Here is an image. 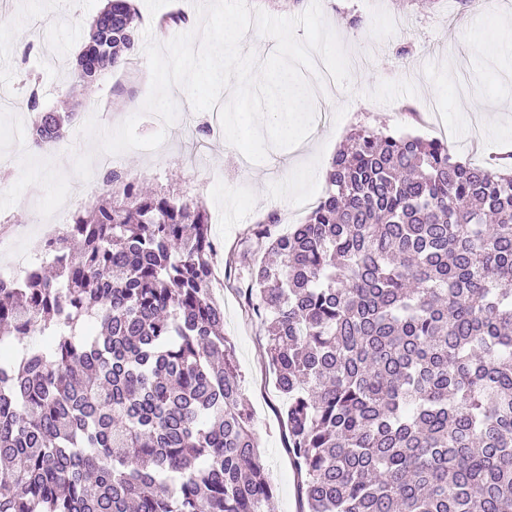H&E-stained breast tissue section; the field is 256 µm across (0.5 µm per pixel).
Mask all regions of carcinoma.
<instances>
[{
	"label": "carcinoma",
	"mask_w": 512,
	"mask_h": 512,
	"mask_svg": "<svg viewBox=\"0 0 512 512\" xmlns=\"http://www.w3.org/2000/svg\"><path fill=\"white\" fill-rule=\"evenodd\" d=\"M135 18L108 0L79 85L127 63ZM29 107L35 145L65 132ZM510 167L359 126L304 223L270 212L225 258L267 333L304 512H512ZM104 185L55 279L42 259L0 283V512H266L210 215L126 169Z\"/></svg>",
	"instance_id": "obj_1"
}]
</instances>
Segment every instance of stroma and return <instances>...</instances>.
<instances>
[{
  "instance_id": "35a3bbf8",
  "label": "stroma",
  "mask_w": 512,
  "mask_h": 512,
  "mask_svg": "<svg viewBox=\"0 0 512 512\" xmlns=\"http://www.w3.org/2000/svg\"><path fill=\"white\" fill-rule=\"evenodd\" d=\"M137 10L134 49L129 65L104 71L86 99L76 100L74 64L88 41L104 0H8L0 7V99L14 107L0 111V145L15 156L12 170L0 171V223L23 225L20 249L40 256L39 222L72 210L68 191L102 179L100 153L81 127L97 118L110 130L139 115L137 132L154 134L153 117L140 108L150 87L144 53L146 37L164 43L192 31L198 19L195 0H133ZM327 23L337 33L348 58V86L331 83L318 97L316 119L304 150L269 149L265 161L242 167L241 152L223 132H190L183 119L196 124L210 119L195 112L182 87L171 95L179 118L154 151L122 153L118 163L150 188H170L202 202L209 210L212 234L225 250L239 248L249 224L264 214L265 203L285 204L283 224L304 222L323 195V173L351 129L363 125L429 137L420 110L441 112L443 139L457 160L479 163L512 144V59L497 44L512 43V0H321ZM181 13L184 23L162 31L158 22ZM43 108L74 110L65 149L36 146L30 136L34 114L30 94ZM472 111L492 117L479 138L458 112L462 100ZM224 308V333L235 344L243 387L253 411L260 460L274 488L267 512H298L296 480L280 422L283 398L265 367L267 338L245 316L234 290L215 291Z\"/></svg>"
}]
</instances>
